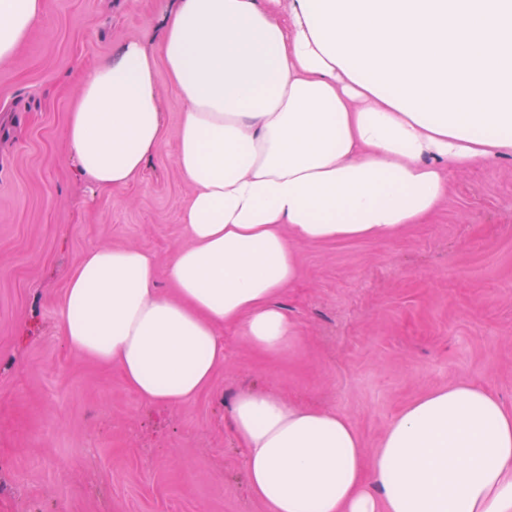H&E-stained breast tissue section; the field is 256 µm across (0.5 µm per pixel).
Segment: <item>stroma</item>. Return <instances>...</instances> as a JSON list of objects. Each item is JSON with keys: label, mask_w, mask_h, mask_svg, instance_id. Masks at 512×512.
<instances>
[{"label": "stroma", "mask_w": 512, "mask_h": 512, "mask_svg": "<svg viewBox=\"0 0 512 512\" xmlns=\"http://www.w3.org/2000/svg\"><path fill=\"white\" fill-rule=\"evenodd\" d=\"M173 2L47 0L0 67V512H266L228 422L246 388L345 415L369 454L441 387L478 384L512 408V157L447 173L438 210L384 241L293 243L299 275L276 302L300 346L270 355L225 330L223 365L184 405L153 408L117 366L65 347L58 305L89 246L151 251L169 294L189 243L185 106L165 68L164 142L130 186L82 177L66 140L80 64L157 46Z\"/></svg>", "instance_id": "obj_1"}]
</instances>
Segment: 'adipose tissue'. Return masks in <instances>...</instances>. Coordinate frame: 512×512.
I'll return each instance as SVG.
<instances>
[{
	"label": "adipose tissue",
	"instance_id": "ef3b65f1",
	"mask_svg": "<svg viewBox=\"0 0 512 512\" xmlns=\"http://www.w3.org/2000/svg\"><path fill=\"white\" fill-rule=\"evenodd\" d=\"M46 0H0V66ZM184 102L175 163L196 192L160 293L152 252L89 247L58 311L75 354L116 365L145 403L199 395L222 329L296 347L273 299L290 240L378 241L432 215L446 171L512 156V0H177L159 53L88 70L66 139L80 172L124 188L164 137L158 67ZM231 429L267 512H512V409L459 384L408 404L373 457L344 415L238 393Z\"/></svg>",
	"mask_w": 512,
	"mask_h": 512
}]
</instances>
